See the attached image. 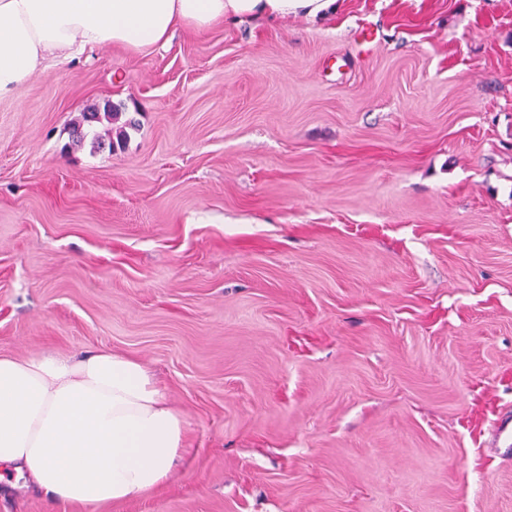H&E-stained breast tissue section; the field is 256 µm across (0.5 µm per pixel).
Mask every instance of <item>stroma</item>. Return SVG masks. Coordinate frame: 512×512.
Returning <instances> with one entry per match:
<instances>
[{
    "label": "stroma",
    "mask_w": 512,
    "mask_h": 512,
    "mask_svg": "<svg viewBox=\"0 0 512 512\" xmlns=\"http://www.w3.org/2000/svg\"><path fill=\"white\" fill-rule=\"evenodd\" d=\"M108 103L124 146L74 145ZM99 348L185 459L0 512H512V0L180 28L0 97V355Z\"/></svg>",
    "instance_id": "1"
}]
</instances>
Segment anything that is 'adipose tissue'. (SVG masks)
<instances>
[{"label": "adipose tissue", "mask_w": 512, "mask_h": 512, "mask_svg": "<svg viewBox=\"0 0 512 512\" xmlns=\"http://www.w3.org/2000/svg\"><path fill=\"white\" fill-rule=\"evenodd\" d=\"M336 0H0V96L51 56L86 47L142 53L173 31L227 20L324 15ZM187 424L149 369L98 349L76 358L0 356V482L83 506L165 483L186 451Z\"/></svg>", "instance_id": "obj_1"}]
</instances>
